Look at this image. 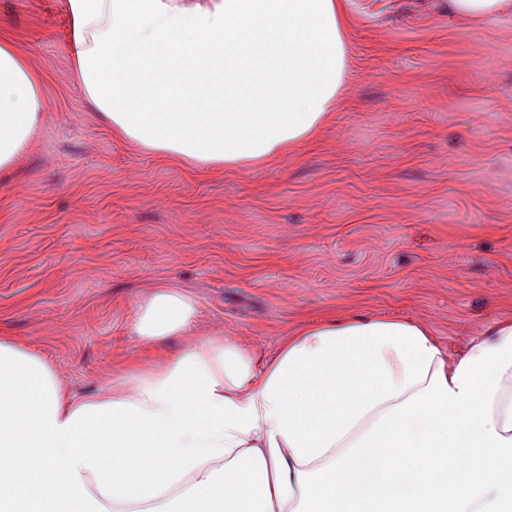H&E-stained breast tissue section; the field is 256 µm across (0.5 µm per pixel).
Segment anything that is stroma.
I'll list each match as a JSON object with an SVG mask.
<instances>
[{"mask_svg": "<svg viewBox=\"0 0 512 512\" xmlns=\"http://www.w3.org/2000/svg\"><path fill=\"white\" fill-rule=\"evenodd\" d=\"M350 79L331 125L260 168L199 174L113 138L85 106L64 0H0L45 112L0 171V336L90 397L142 353L155 287L201 330L273 356L309 318L403 316L450 356L512 317V15L348 0Z\"/></svg>", "mask_w": 512, "mask_h": 512, "instance_id": "stroma-1", "label": "stroma"}]
</instances>
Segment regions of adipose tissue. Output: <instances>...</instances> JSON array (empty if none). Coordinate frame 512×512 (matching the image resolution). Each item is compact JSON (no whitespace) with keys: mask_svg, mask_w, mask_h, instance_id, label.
Masks as SVG:
<instances>
[{"mask_svg":"<svg viewBox=\"0 0 512 512\" xmlns=\"http://www.w3.org/2000/svg\"><path fill=\"white\" fill-rule=\"evenodd\" d=\"M75 76L119 140L202 172L258 168L328 127L347 84L345 0H65ZM0 36V168L45 110ZM112 390L70 397L0 339V512H512V319L458 358L420 322L326 317L256 357L167 287Z\"/></svg>","mask_w":512,"mask_h":512,"instance_id":"1","label":"adipose tissue"}]
</instances>
